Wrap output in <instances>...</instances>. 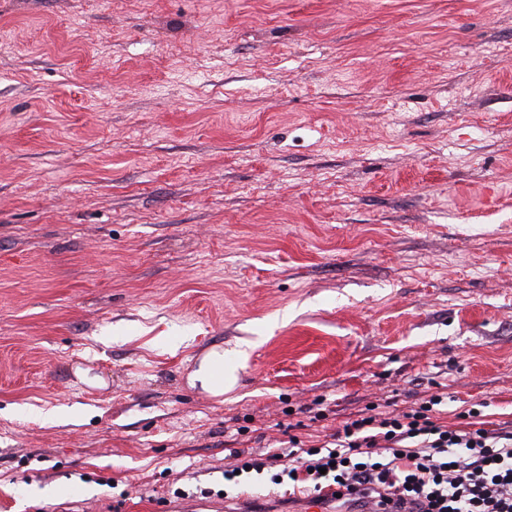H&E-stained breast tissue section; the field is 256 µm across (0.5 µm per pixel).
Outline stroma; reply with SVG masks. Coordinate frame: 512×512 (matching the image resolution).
I'll return each instance as SVG.
<instances>
[{
	"mask_svg": "<svg viewBox=\"0 0 512 512\" xmlns=\"http://www.w3.org/2000/svg\"><path fill=\"white\" fill-rule=\"evenodd\" d=\"M437 390L512 424V0H0V512ZM235 362L224 357V350L212 351L201 361L193 373V381L214 396L224 395L237 381L234 374Z\"/></svg>",
	"mask_w": 512,
	"mask_h": 512,
	"instance_id": "1",
	"label": "stroma"
}]
</instances>
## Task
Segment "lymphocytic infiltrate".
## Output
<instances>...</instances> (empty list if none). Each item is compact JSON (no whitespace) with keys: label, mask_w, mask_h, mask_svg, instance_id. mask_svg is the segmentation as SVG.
<instances>
[{"label":"lymphocytic infiltrate","mask_w":512,"mask_h":512,"mask_svg":"<svg viewBox=\"0 0 512 512\" xmlns=\"http://www.w3.org/2000/svg\"><path fill=\"white\" fill-rule=\"evenodd\" d=\"M447 403L433 393L400 413L359 415L326 452L289 437L288 464L269 481L318 498L330 489L373 512H512V429L471 428L473 408L445 422Z\"/></svg>","instance_id":"f902f5d3"}]
</instances>
